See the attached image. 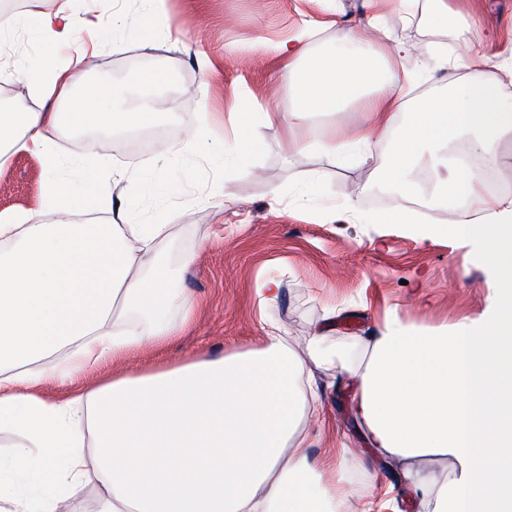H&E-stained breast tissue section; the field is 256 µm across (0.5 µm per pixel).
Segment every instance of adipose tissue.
Here are the masks:
<instances>
[{"instance_id": "1", "label": "adipose tissue", "mask_w": 512, "mask_h": 512, "mask_svg": "<svg viewBox=\"0 0 512 512\" xmlns=\"http://www.w3.org/2000/svg\"><path fill=\"white\" fill-rule=\"evenodd\" d=\"M32 28L45 53L95 31L98 17L64 11L0 18V40ZM338 39L357 53L306 56L285 44L274 51L295 78L294 106L268 112L267 123H304L363 100L374 116L365 133L327 131L321 150L354 144L371 156L391 133L399 139L381 176L398 184L390 219L416 226L422 238L475 242L497 281L479 316L448 328L387 320L364 344L327 346L323 329L297 352L276 324L261 347L201 354L140 373H119L62 401L45 386L64 387L81 372L127 359L177 339L170 310L190 299L170 285L156 259L169 226L79 221L108 202L104 177L85 195L66 191L55 140L66 126L104 133L146 127L157 114L121 110L111 89L72 91L82 70L67 66L27 82L44 105L0 112V158L37 157L49 178L41 214H0V431L19 440L0 451V512H66L86 485L99 487L95 512H336L309 460L303 423L318 413L321 388L307 374L310 356L340 371L352 390L351 410L368 443L395 467L412 512H512V195H488L471 157L512 161L496 145L512 139V107L501 83L512 61L493 45L470 51L468 78L416 107L408 122L406 81H387L378 60L404 47L369 43L361 28ZM462 142L467 153L447 163L445 189L433 207L444 224L420 225L406 206L409 175L423 149ZM449 462L439 473L432 461Z\"/></svg>"}]
</instances>
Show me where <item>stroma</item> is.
I'll return each instance as SVG.
<instances>
[{
    "instance_id": "stroma-1",
    "label": "stroma",
    "mask_w": 512,
    "mask_h": 512,
    "mask_svg": "<svg viewBox=\"0 0 512 512\" xmlns=\"http://www.w3.org/2000/svg\"><path fill=\"white\" fill-rule=\"evenodd\" d=\"M456 7L457 15L443 27L434 17V0H413L405 9L398 0H387L384 6L391 39L413 48L396 64L397 71L416 77L410 104L446 92L449 76H469L456 28L466 27L474 45L491 39L504 47L512 43V0H457ZM59 9L101 17L103 37L85 42L95 59L83 85L113 87L132 106L142 95L143 71L166 76L150 94L159 114L153 125L115 134L70 127L56 140L62 157L82 163L60 173L72 191L97 179L98 160H108L124 170L110 185L112 202L128 206L134 223L163 216L172 226L157 258L171 270L172 287L190 297L193 315L185 322L179 311H171L169 320L184 325L181 336L133 355L126 370L257 347L269 319L295 337L324 328L330 343L341 345L369 339L393 314L438 327L487 308L493 276L476 244L424 240L404 225L381 223L395 191L380 183L376 171L387 165L392 141L365 163L292 149V142L314 138L330 126L348 131L368 126L363 104L288 131L264 120L265 113L288 111L294 103L292 79L270 45L299 38L307 55L315 56L335 51L340 28L365 26L369 37H376L366 0H166L165 14L155 16L144 0H0L5 14ZM116 12L126 22L120 52L113 51L110 36ZM147 22L160 36L151 51L138 45V31ZM42 57L30 30L0 42V109L40 108L39 97L17 98L15 88L19 69L40 75ZM245 102L251 105L253 127L275 147L237 165L216 147L233 142L234 114ZM204 107L212 125L200 157L171 154ZM283 139L287 147L277 148ZM47 178L38 158L12 154L0 165V213L41 211ZM445 178L430 157L414 164L417 192L407 205L425 221L439 224L448 217L446 210L429 208ZM274 187L279 197H272ZM349 199L354 212L331 220L332 211L342 210ZM267 278L279 282L280 293L262 313L257 286ZM305 366L323 390L321 420L307 425L311 460L331 484L334 460L347 458L342 489L352 495V507H359L365 491L382 497L393 473L357 428L350 390L338 383L335 370L311 360Z\"/></svg>"
}]
</instances>
